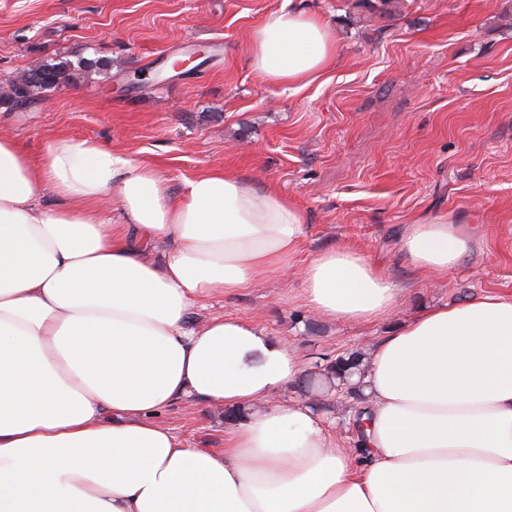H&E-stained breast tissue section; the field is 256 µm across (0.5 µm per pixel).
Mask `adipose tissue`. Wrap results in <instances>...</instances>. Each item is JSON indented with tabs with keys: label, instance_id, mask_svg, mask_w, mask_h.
I'll use <instances>...</instances> for the list:
<instances>
[{
	"label": "adipose tissue",
	"instance_id": "1",
	"mask_svg": "<svg viewBox=\"0 0 512 512\" xmlns=\"http://www.w3.org/2000/svg\"><path fill=\"white\" fill-rule=\"evenodd\" d=\"M336 61L308 10L254 30L267 82L306 86ZM306 232L245 175L205 171L176 195L91 140L51 137L34 163L1 133L0 512H512V296L421 310L375 342L361 456L307 405L271 404L305 372L294 349L239 316L191 325L203 299L290 268ZM475 239L443 214L400 247L437 279ZM401 293L345 245L300 274L303 305L331 321L382 320ZM182 399L244 416L195 448L154 418Z\"/></svg>",
	"mask_w": 512,
	"mask_h": 512
}]
</instances>
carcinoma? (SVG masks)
<instances>
[{"mask_svg": "<svg viewBox=\"0 0 512 512\" xmlns=\"http://www.w3.org/2000/svg\"><path fill=\"white\" fill-rule=\"evenodd\" d=\"M110 62L102 58L91 59L76 56H55L25 68L28 77L19 81L11 93L1 96L0 105L5 103L15 107L21 102L34 103L46 92L64 84L72 83L79 75L105 72ZM364 374L362 354L351 352L326 360L315 373L306 374L305 379L298 381L296 387L305 395H314L324 387L348 388L350 397L356 401L362 399L360 382L353 377Z\"/></svg>", "mask_w": 512, "mask_h": 512, "instance_id": "carcinoma-1", "label": "carcinoma"}]
</instances>
